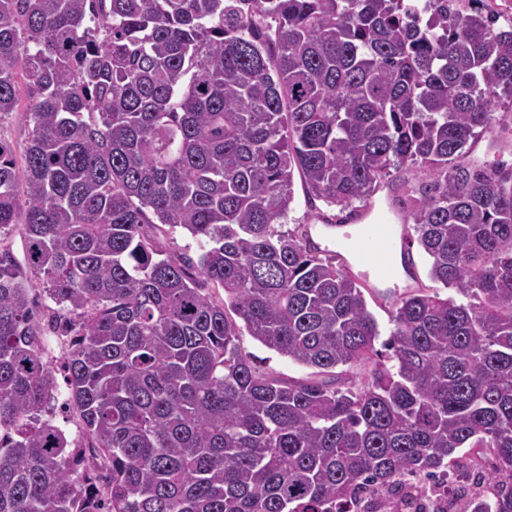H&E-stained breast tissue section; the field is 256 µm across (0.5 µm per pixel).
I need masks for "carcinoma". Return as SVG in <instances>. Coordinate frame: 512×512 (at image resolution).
I'll return each instance as SVG.
<instances>
[{
    "label": "carcinoma",
    "instance_id": "obj_1",
    "mask_svg": "<svg viewBox=\"0 0 512 512\" xmlns=\"http://www.w3.org/2000/svg\"><path fill=\"white\" fill-rule=\"evenodd\" d=\"M0 0V237L70 339L68 406L92 473L54 424L33 280L0 251V512H350L357 491L494 461L512 512V169L470 164L512 100V14L482 0ZM420 166L410 218L429 278L389 339L362 285L283 229L308 199L364 202ZM201 252L172 256L150 228ZM322 373L285 383L241 329ZM13 113V115L0 121V139H4L13 145L18 164H20L29 126L25 122L24 112Z\"/></svg>",
    "mask_w": 512,
    "mask_h": 512
}]
</instances>
